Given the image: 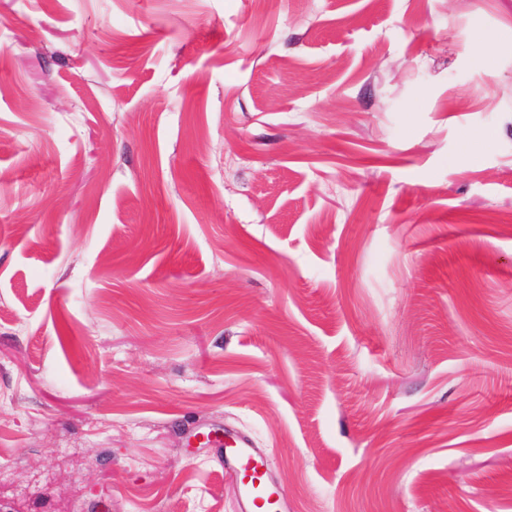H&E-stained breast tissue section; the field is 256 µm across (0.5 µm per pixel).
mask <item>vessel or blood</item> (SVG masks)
<instances>
[{
	"mask_svg": "<svg viewBox=\"0 0 512 512\" xmlns=\"http://www.w3.org/2000/svg\"><path fill=\"white\" fill-rule=\"evenodd\" d=\"M222 445L224 473L238 484L241 512H271L282 503V494L269 479V457L261 455L247 435L225 430Z\"/></svg>",
	"mask_w": 512,
	"mask_h": 512,
	"instance_id": "1",
	"label": "vessel or blood"
}]
</instances>
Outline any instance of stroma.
I'll use <instances>...</instances> for the list:
<instances>
[{"label":"stroma","mask_w":512,"mask_h":512,"mask_svg":"<svg viewBox=\"0 0 512 512\" xmlns=\"http://www.w3.org/2000/svg\"><path fill=\"white\" fill-rule=\"evenodd\" d=\"M512 512V0H0V512ZM224 474L235 479L239 488L240 512H269L283 496L269 479L270 458L254 448L251 439L234 430L224 429L222 441Z\"/></svg>","instance_id":"1"}]
</instances>
